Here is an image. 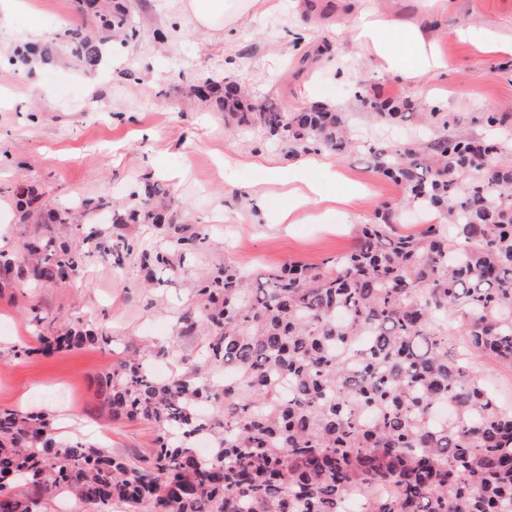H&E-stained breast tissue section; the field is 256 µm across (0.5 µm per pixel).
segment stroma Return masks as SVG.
I'll return each mask as SVG.
<instances>
[{"instance_id":"stroma-1","label":"stroma","mask_w":512,"mask_h":512,"mask_svg":"<svg viewBox=\"0 0 512 512\" xmlns=\"http://www.w3.org/2000/svg\"><path fill=\"white\" fill-rule=\"evenodd\" d=\"M184 0H125L137 36L93 70L67 55L38 71L0 66V251L22 252L34 227L20 223L13 189L34 188L56 209L93 198L131 204L144 176L168 190L174 223L207 233L209 247L194 265L147 282L136 262L116 266L94 259L63 286L0 288V407L49 409L55 435L81 439L139 464L155 447L153 426L112 418L100 392L110 365L164 342L190 356L201 335L180 336L175 317L193 305L185 283L198 270L238 262L269 270L288 262L320 264L351 249L356 228L388 212L403 231L420 220L402 188L378 174L372 153L400 150L438 136L420 114L426 106L407 81L377 72L367 52L351 40V18L339 0H281L275 11H251L237 27L199 31ZM76 0H0V51L38 42L50 32L60 44L66 26L83 23ZM441 46L452 61L448 74L430 75L438 109L462 115L460 135L492 138L500 149L490 160L512 167V57L486 54L478 45L512 39V0H450L439 20ZM472 39L450 38L458 26ZM207 81L234 84L249 105L283 112L316 107L341 113L352 143L339 155L319 149L327 169L312 179L341 177L366 195L296 211L290 223H271L269 212L288 204L302 147L239 131L231 116L194 93ZM404 101L408 119L380 120L370 101ZM485 112L501 126L486 128ZM265 195V208L251 197ZM84 324L111 336V347L85 345L51 356L37 352L46 321Z\"/></svg>"}]
</instances>
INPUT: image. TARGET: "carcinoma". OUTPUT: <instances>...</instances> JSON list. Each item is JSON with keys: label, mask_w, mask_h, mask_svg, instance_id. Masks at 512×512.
Segmentation results:
<instances>
[{"label": "carcinoma", "mask_w": 512, "mask_h": 512, "mask_svg": "<svg viewBox=\"0 0 512 512\" xmlns=\"http://www.w3.org/2000/svg\"><path fill=\"white\" fill-rule=\"evenodd\" d=\"M95 26L64 29L68 55L98 66L112 43L137 30L114 0H82ZM33 44L8 61H47ZM237 126L259 127L290 146L352 148L336 112L243 109L237 91L210 85ZM446 130L426 146L378 150L375 169L407 204L438 216L413 233L383 216L359 225L352 250L320 266L285 264L253 278L227 263L193 283L197 307L177 335L203 331V357L157 345L114 363L100 381L116 419L143 418L155 450L141 467L81 441H59L44 412L0 408V512H34L16 482L58 491L107 512H512V409L473 370L481 357L512 366V168H484L498 146L450 132L458 117L431 112ZM134 206L112 224H149L158 247L120 233L87 250L53 237L0 252V286L63 285L94 256L134 257L154 278L184 267L207 238L174 224L143 177ZM28 224L39 196L17 186ZM84 326L42 337V352L112 345ZM154 357L185 370L167 380Z\"/></svg>", "instance_id": "carcinoma-1"}]
</instances>
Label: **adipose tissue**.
<instances>
[{
	"instance_id": "obj_1",
	"label": "adipose tissue",
	"mask_w": 512,
	"mask_h": 512,
	"mask_svg": "<svg viewBox=\"0 0 512 512\" xmlns=\"http://www.w3.org/2000/svg\"><path fill=\"white\" fill-rule=\"evenodd\" d=\"M257 0H188V9L197 29L236 27ZM351 6L353 41L368 47L378 68L415 85L426 76L445 73L452 64L439 50V33L433 26L435 14L448 8V0H425V15L416 21L400 20L365 5L364 0H346Z\"/></svg>"
}]
</instances>
